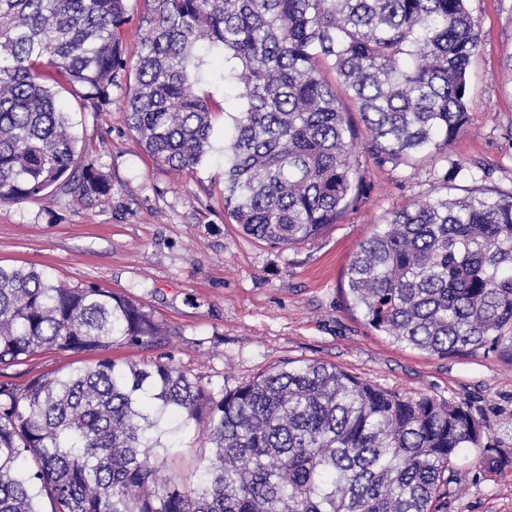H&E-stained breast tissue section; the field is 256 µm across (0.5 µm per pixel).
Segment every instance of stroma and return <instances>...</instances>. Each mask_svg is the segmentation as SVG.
<instances>
[{
  "label": "stroma",
  "instance_id": "obj_1",
  "mask_svg": "<svg viewBox=\"0 0 512 512\" xmlns=\"http://www.w3.org/2000/svg\"><path fill=\"white\" fill-rule=\"evenodd\" d=\"M481 31L470 68L468 123L444 161L359 160L371 185L365 204L321 237L271 247L224 214V54L204 51L192 89L225 107L197 170L157 165L128 128L122 99L93 116L70 110L80 146L112 181L91 206L36 197L0 204V265L32 264L69 285L132 296L176 330L164 349L208 387L232 389L288 360L320 361L384 389L468 406L499 436L512 420V354L429 355L365 325L344 288L360 243L394 210L436 193L512 191V0H467ZM464 165L451 176V163ZM439 512H512V467L490 473L459 461Z\"/></svg>",
  "mask_w": 512,
  "mask_h": 512
}]
</instances>
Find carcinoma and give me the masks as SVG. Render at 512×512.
Segmentation results:
<instances>
[{"instance_id": "1", "label": "carcinoma", "mask_w": 512, "mask_h": 512, "mask_svg": "<svg viewBox=\"0 0 512 512\" xmlns=\"http://www.w3.org/2000/svg\"><path fill=\"white\" fill-rule=\"evenodd\" d=\"M0 0V204L112 195L82 158L70 95L98 117L121 92L160 166L190 173L214 103L192 91L198 50H224V214L273 247L321 236L366 203L356 148L379 160L444 154L464 130L479 26L466 0ZM345 282L365 323L431 355L512 350V193L432 197L391 213ZM177 332L132 297L0 266V366L56 350L100 357L0 382V512H438L460 454L488 472L512 450L468 407L402 396L334 366L282 364L214 391L170 362L105 356ZM206 429L190 479L159 473L177 434ZM130 17L124 26L123 48L128 56L134 57L140 46L142 29L139 26V16L143 3L137 0H130Z\"/></svg>"}]
</instances>
